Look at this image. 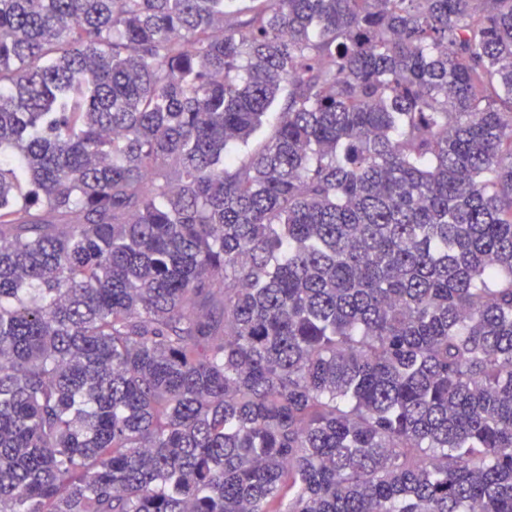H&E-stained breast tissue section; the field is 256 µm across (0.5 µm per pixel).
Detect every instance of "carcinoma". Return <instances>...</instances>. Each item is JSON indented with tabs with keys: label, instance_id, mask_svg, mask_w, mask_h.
<instances>
[{
	"label": "carcinoma",
	"instance_id": "cac0c4a2",
	"mask_svg": "<svg viewBox=\"0 0 512 512\" xmlns=\"http://www.w3.org/2000/svg\"><path fill=\"white\" fill-rule=\"evenodd\" d=\"M0 0V512H512V0Z\"/></svg>",
	"mask_w": 512,
	"mask_h": 512
}]
</instances>
